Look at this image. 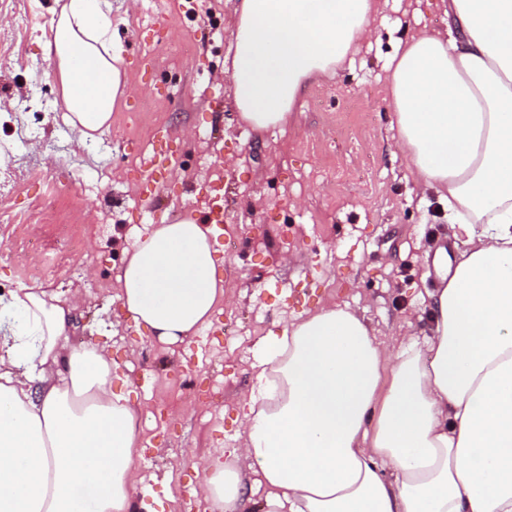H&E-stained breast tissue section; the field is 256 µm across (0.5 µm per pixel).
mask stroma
I'll list each match as a JSON object with an SVG mask.
<instances>
[{
    "instance_id": "obj_1",
    "label": "stroma",
    "mask_w": 512,
    "mask_h": 512,
    "mask_svg": "<svg viewBox=\"0 0 512 512\" xmlns=\"http://www.w3.org/2000/svg\"><path fill=\"white\" fill-rule=\"evenodd\" d=\"M64 0H0V290L79 293L69 342L108 345L140 409L132 475L147 512H215L195 460L235 447L261 339L335 303L399 338L429 324L439 249L464 251L439 196L419 189L385 101L398 40L446 31L444 0H383L371 38L313 82L284 128L241 137L230 78L237 0H112L130 92L77 145L46 59ZM170 165L147 179L154 132ZM224 190L218 263L230 298L189 343L144 344L118 299L123 250L151 225L204 215Z\"/></svg>"
}]
</instances>
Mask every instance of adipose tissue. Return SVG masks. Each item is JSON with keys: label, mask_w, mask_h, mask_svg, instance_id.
I'll list each match as a JSON object with an SVG mask.
<instances>
[{"label": "adipose tissue", "mask_w": 512, "mask_h": 512, "mask_svg": "<svg viewBox=\"0 0 512 512\" xmlns=\"http://www.w3.org/2000/svg\"><path fill=\"white\" fill-rule=\"evenodd\" d=\"M379 0H239V119L287 126L335 74ZM446 33L399 40L386 96L418 186L467 248L432 295L426 335L386 345L356 312L306 311L265 338L240 445L195 469L219 512H512V0H450ZM56 64L77 143L128 90L112 0H65ZM120 300L154 343L210 324L224 298L209 229L187 214L124 253ZM72 304L39 287L0 298V512H141L138 411L107 346L68 343ZM266 494L253 506L239 460Z\"/></svg>", "instance_id": "adipose-tissue-1"}]
</instances>
